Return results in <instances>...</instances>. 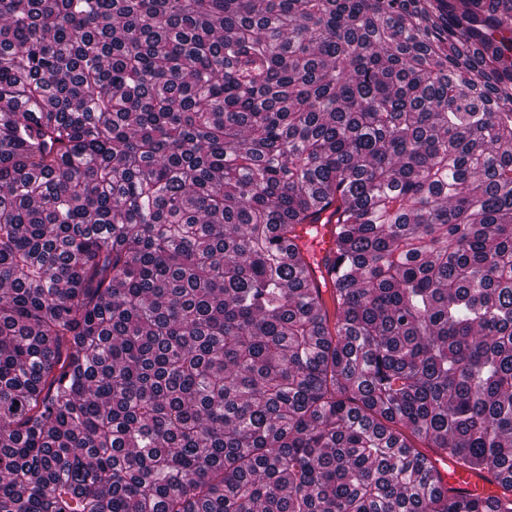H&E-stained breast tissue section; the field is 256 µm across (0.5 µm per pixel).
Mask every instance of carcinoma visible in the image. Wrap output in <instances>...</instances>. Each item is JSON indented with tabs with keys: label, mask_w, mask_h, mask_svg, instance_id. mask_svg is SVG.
Masks as SVG:
<instances>
[{
	"label": "carcinoma",
	"mask_w": 512,
	"mask_h": 512,
	"mask_svg": "<svg viewBox=\"0 0 512 512\" xmlns=\"http://www.w3.org/2000/svg\"><path fill=\"white\" fill-rule=\"evenodd\" d=\"M0 512H512V0H0ZM332 211L333 210H328L322 213L319 222L315 224L320 232L318 237H316L317 243L313 250V256L317 265H312L309 269V282L310 285L319 286V288H322L321 277L327 282V269L324 266L325 259H334L332 230L336 217L331 216ZM324 220H326V224H321L320 222ZM329 222H331V224H329ZM428 457L439 474L441 483L448 489H455L462 495L469 496H486L493 492L494 486L487 480H492L490 475L484 474V478H482L444 455L430 452ZM442 463L447 466V470L442 467Z\"/></svg>",
	"instance_id": "carcinoma-1"
}]
</instances>
